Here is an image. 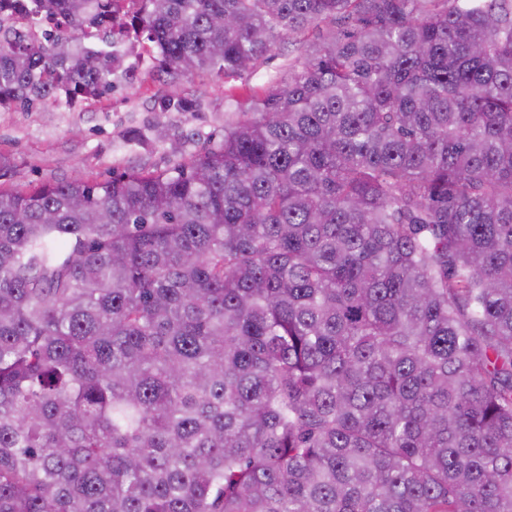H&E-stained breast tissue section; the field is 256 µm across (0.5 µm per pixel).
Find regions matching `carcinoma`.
<instances>
[{"label":"carcinoma","instance_id":"carcinoma-1","mask_svg":"<svg viewBox=\"0 0 512 512\" xmlns=\"http://www.w3.org/2000/svg\"><path fill=\"white\" fill-rule=\"evenodd\" d=\"M19 2L0 104L298 56L172 168L0 188V512H512V0Z\"/></svg>","mask_w":512,"mask_h":512}]
</instances>
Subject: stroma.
Masks as SVG:
<instances>
[{"instance_id": "35a3bbf8", "label": "stroma", "mask_w": 512, "mask_h": 512, "mask_svg": "<svg viewBox=\"0 0 512 512\" xmlns=\"http://www.w3.org/2000/svg\"><path fill=\"white\" fill-rule=\"evenodd\" d=\"M295 55L284 41L254 72L234 80L206 72L181 78L180 94L190 104L185 112H159L169 87L166 74L151 65L118 80L109 95L72 108L46 102L30 109H0V166L8 171L0 186L25 190L76 171L86 180L102 182L139 164L173 167L223 138L225 107L248 111L270 81L287 80ZM152 124L168 136L186 134L182 152L172 153L168 141H131V132Z\"/></svg>"}]
</instances>
